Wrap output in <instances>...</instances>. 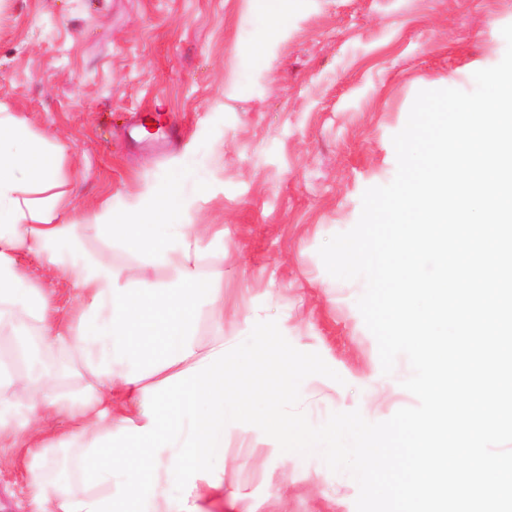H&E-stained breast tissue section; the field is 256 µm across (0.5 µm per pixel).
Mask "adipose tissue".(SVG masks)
Segmentation results:
<instances>
[{"mask_svg":"<svg viewBox=\"0 0 512 512\" xmlns=\"http://www.w3.org/2000/svg\"><path fill=\"white\" fill-rule=\"evenodd\" d=\"M285 2L251 0L257 34L239 83L281 37L270 17ZM67 152L0 114V440L25 449L36 512H211L224 495V438L203 425L225 410L229 345L224 233L204 244L183 221L186 200L208 192L200 160L147 190L135 213L106 201L80 223L63 189ZM26 252L60 275L75 312L26 287L16 265ZM138 266L160 268L163 280L141 287ZM21 381L28 396L18 402ZM60 415L76 430L44 429Z\"/></svg>","mask_w":512,"mask_h":512,"instance_id":"1","label":"adipose tissue"}]
</instances>
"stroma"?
I'll list each match as a JSON object with an SVG mask.
<instances>
[{
    "instance_id": "1",
    "label": "stroma",
    "mask_w": 512,
    "mask_h": 512,
    "mask_svg": "<svg viewBox=\"0 0 512 512\" xmlns=\"http://www.w3.org/2000/svg\"><path fill=\"white\" fill-rule=\"evenodd\" d=\"M288 31L235 80L255 38L249 0H0V113L68 144L67 191L79 214L142 195L206 147L209 192L185 221L209 241L224 227V337L276 321L298 350L341 376L303 384L313 420L362 407L376 419L413 406L400 393L364 406L381 367L357 307L358 281L332 277L318 254L358 221L363 192L397 170L393 136L419 91L474 88L500 61L512 0H288ZM167 149L141 141L143 117ZM30 283L58 307L75 300L33 253ZM232 512H356V482L318 459L284 453L259 428L224 429ZM0 512H34L24 461L0 454Z\"/></svg>"
}]
</instances>
